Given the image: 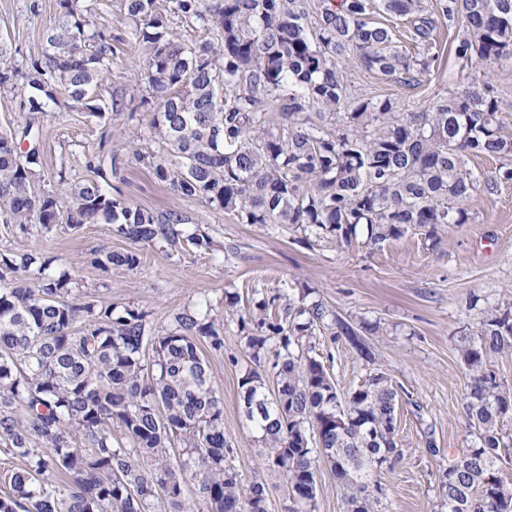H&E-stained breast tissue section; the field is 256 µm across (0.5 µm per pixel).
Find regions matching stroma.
Returning <instances> with one entry per match:
<instances>
[{"instance_id": "stroma-1", "label": "stroma", "mask_w": 512, "mask_h": 512, "mask_svg": "<svg viewBox=\"0 0 512 512\" xmlns=\"http://www.w3.org/2000/svg\"><path fill=\"white\" fill-rule=\"evenodd\" d=\"M97 24L110 38L112 72L99 94L117 98L115 115L89 121L82 107L59 98L52 112H32L18 96L0 89V129L25 123L43 131L35 187L54 183L60 165H67L70 183L89 176L87 155H110L130 145L138 156H125L123 180L113 181L114 193L157 214L181 211L210 238L207 247L170 250L143 247V264L136 272L105 273L90 263L101 248L127 249L108 224L72 229L56 225L36 232L31 245L40 248L57 270L80 279L97 299L124 305H144L158 328L169 327L174 313L210 301L214 316L224 323L223 354H208L212 376L224 398V439L237 453L232 464L243 478L262 466V445L246 427L239 400V379L252 362L238 328V307L224 296L238 294L254 302L283 288L309 287L331 312L314 338L317 353L326 358L338 389L346 391L384 372L398 388V441L401 460L381 470L386 495L379 512H441L439 476L471 441L463 408L470 381L460 341L476 338L485 307L512 293V182L494 194L475 192L467 203L469 221L445 224L436 231L410 229L379 249L354 240L337 246L325 238L306 246L297 231H271L260 224L240 223L233 215L198 200L176 196L158 181L147 161L157 151L147 121V87L140 72L146 46H131L128 22L110 0H97ZM56 0H0V42L11 51L9 63L27 68L40 53L43 36L56 22ZM456 28L439 24L434 32L440 50L432 79L411 90L378 76L355 72L361 92L395 94L404 112L428 107L437 94L461 90L492 72L501 90V110L512 122V60L485 68L461 65L452 46ZM347 323L359 333L351 344L339 328ZM434 437L439 455H431L427 437Z\"/></svg>"}]
</instances>
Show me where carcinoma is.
<instances>
[{"mask_svg": "<svg viewBox=\"0 0 512 512\" xmlns=\"http://www.w3.org/2000/svg\"><path fill=\"white\" fill-rule=\"evenodd\" d=\"M129 39L148 48L141 79L149 127L163 152L158 180L183 198L217 205L246 224L292 226L309 246L358 234L372 249L409 229L466 224L479 187L512 182V125L487 80L446 91L428 108L398 111L390 96L355 89L352 70L413 88L437 70L438 19L453 27L454 56L490 66L512 58V0H117ZM54 27L27 71L0 69V88L21 86L29 109L50 112L58 95L100 119L118 111L97 98L112 45L87 0H57ZM385 15V21L376 17ZM210 39L188 43L177 25ZM275 112L271 120L269 112ZM41 133L27 124L0 133V223L26 239L37 226L111 224L132 243L100 250L92 264L136 271L139 247L211 244L189 217L153 213L109 192L118 151L87 157L92 176L38 191ZM497 161L486 177L473 157ZM311 288H291L243 309L251 361L272 359L276 389L256 369L239 381L248 427L266 464L286 482L289 512H316V470L342 486L346 512H377L376 471L393 468L400 392L378 372L338 390L310 338L329 310ZM210 303L157 330L152 312L89 294L71 273L50 272L42 251L0 253V512H267L264 480L230 465L224 400L200 349L224 353V324ZM470 384L464 411L475 430L439 476L448 512H512L498 496L512 389L486 360L512 354V302L484 311L478 340L464 342ZM193 485L195 502L185 497Z\"/></svg>", "mask_w": 512, "mask_h": 512, "instance_id": "1", "label": "carcinoma"}]
</instances>
